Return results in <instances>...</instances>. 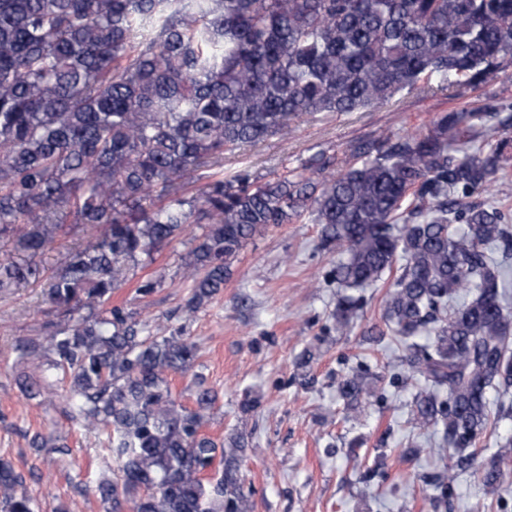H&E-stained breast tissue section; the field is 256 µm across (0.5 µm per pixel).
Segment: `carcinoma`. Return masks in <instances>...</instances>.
<instances>
[{
  "instance_id": "obj_1",
  "label": "carcinoma",
  "mask_w": 512,
  "mask_h": 512,
  "mask_svg": "<svg viewBox=\"0 0 512 512\" xmlns=\"http://www.w3.org/2000/svg\"><path fill=\"white\" fill-rule=\"evenodd\" d=\"M512 66V0H0V292L37 275L35 259L69 224L102 227L69 251L44 302L69 315L42 342L14 351L31 369L22 391L69 381L74 418L104 436L117 468L98 495L112 512H246L239 437L202 433L217 396L197 384L189 407L169 376L189 373L197 346L176 330L153 336L112 295L126 273L204 224L185 263V317L219 294L232 259L259 230L310 210L321 247L345 255L333 276L363 288L399 268L384 299L387 332L423 379L409 423L442 428L428 452L458 467L491 419L488 392L512 386L508 270L487 247L512 243V224L470 198L512 161L481 108L441 112L426 132L350 148L356 162L322 181L261 180L240 171L186 187L245 144L321 112H366L398 93L474 89ZM493 140L490 149L479 145ZM364 305L343 295L336 330ZM425 334L429 343L412 339ZM362 389L341 384L348 417ZM478 472L509 486L512 458ZM24 477L0 458V512H37Z\"/></svg>"
}]
</instances>
